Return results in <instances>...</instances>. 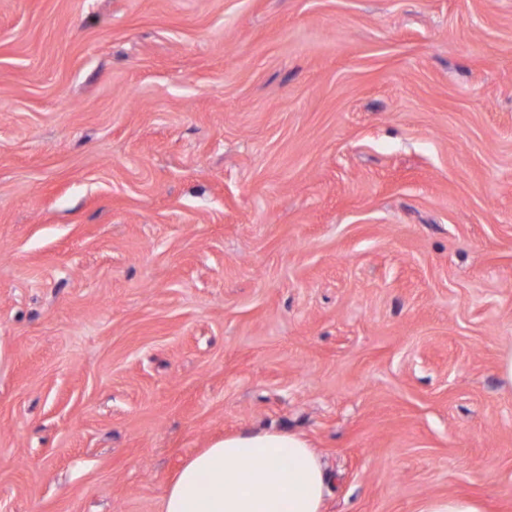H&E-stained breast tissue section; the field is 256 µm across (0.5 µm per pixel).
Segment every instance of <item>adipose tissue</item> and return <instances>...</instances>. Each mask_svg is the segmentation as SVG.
I'll use <instances>...</instances> for the list:
<instances>
[{
  "mask_svg": "<svg viewBox=\"0 0 512 512\" xmlns=\"http://www.w3.org/2000/svg\"><path fill=\"white\" fill-rule=\"evenodd\" d=\"M328 493L320 459L305 439L246 432L191 457L171 481L161 512H322Z\"/></svg>",
  "mask_w": 512,
  "mask_h": 512,
  "instance_id": "adipose-tissue-1",
  "label": "adipose tissue"
}]
</instances>
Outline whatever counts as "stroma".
Instances as JSON below:
<instances>
[{
  "mask_svg": "<svg viewBox=\"0 0 512 512\" xmlns=\"http://www.w3.org/2000/svg\"><path fill=\"white\" fill-rule=\"evenodd\" d=\"M511 348L512 0H0V512H512ZM328 479L305 439L276 431L224 437L173 478L160 512H322ZM481 504L474 498L448 495L426 500L419 512H482Z\"/></svg>",
  "mask_w": 512,
  "mask_h": 512,
  "instance_id": "35a3bbf8",
  "label": "stroma"
}]
</instances>
